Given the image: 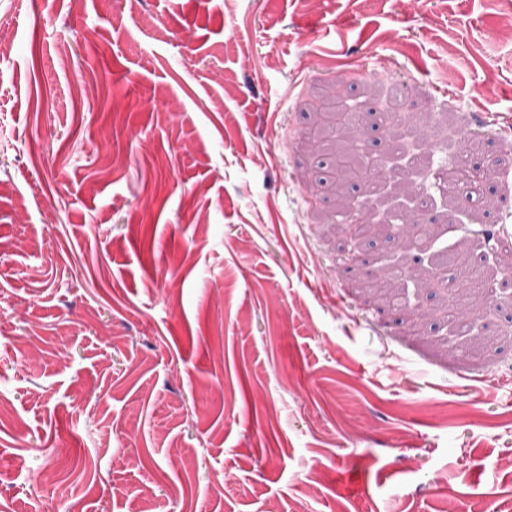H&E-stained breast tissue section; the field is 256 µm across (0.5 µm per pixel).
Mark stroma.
<instances>
[{
	"label": "stroma",
	"instance_id": "stroma-1",
	"mask_svg": "<svg viewBox=\"0 0 512 512\" xmlns=\"http://www.w3.org/2000/svg\"><path fill=\"white\" fill-rule=\"evenodd\" d=\"M0 512H512V277L465 344L382 256L512 265V34L492 0H0ZM394 96L435 225L357 262L301 141L321 93ZM478 134L503 175L449 211ZM369 288L378 295L388 305L398 304L399 297V285L397 284V278L394 276H383L376 280H372L369 283ZM401 301V300H400Z\"/></svg>",
	"mask_w": 512,
	"mask_h": 512
}]
</instances>
